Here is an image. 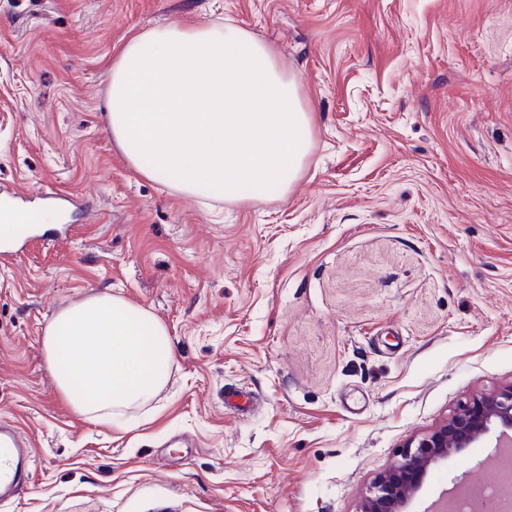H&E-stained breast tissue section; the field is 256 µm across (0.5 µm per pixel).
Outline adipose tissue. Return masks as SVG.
Listing matches in <instances>:
<instances>
[{"instance_id":"ef3b65f1","label":"adipose tissue","mask_w":512,"mask_h":512,"mask_svg":"<svg viewBox=\"0 0 512 512\" xmlns=\"http://www.w3.org/2000/svg\"><path fill=\"white\" fill-rule=\"evenodd\" d=\"M300 88V76L249 30L170 23L116 51L104 117L137 174L202 202L262 201L287 194L311 148ZM43 348L68 404L119 429L162 392L173 360L166 325L108 293L57 310Z\"/></svg>"}]
</instances>
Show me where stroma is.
<instances>
[{
    "mask_svg": "<svg viewBox=\"0 0 512 512\" xmlns=\"http://www.w3.org/2000/svg\"><path fill=\"white\" fill-rule=\"evenodd\" d=\"M221 20L299 73L313 144L287 195L206 208L134 173L103 111L131 33ZM1 186L54 221L0 265V422L36 448L0 512H359L408 440L512 385V0H0ZM104 290L176 355L122 430L43 356ZM497 456H450L411 512ZM253 392L245 386L224 390V409L236 413L246 412L252 403Z\"/></svg>",
    "mask_w": 512,
    "mask_h": 512,
    "instance_id": "stroma-1",
    "label": "stroma"
}]
</instances>
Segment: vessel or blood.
<instances>
[{"label": "vessel or blood", "instance_id": "vessel-or-blood-1", "mask_svg": "<svg viewBox=\"0 0 512 512\" xmlns=\"http://www.w3.org/2000/svg\"><path fill=\"white\" fill-rule=\"evenodd\" d=\"M252 403V393L246 387L226 390L224 407L243 413ZM33 442L13 424L0 423V503L13 499L31 476Z\"/></svg>", "mask_w": 512, "mask_h": 512}]
</instances>
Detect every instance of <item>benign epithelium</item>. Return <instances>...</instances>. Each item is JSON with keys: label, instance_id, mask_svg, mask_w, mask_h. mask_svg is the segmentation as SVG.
I'll list each match as a JSON object with an SVG mask.
<instances>
[{"label": "benign epithelium", "instance_id": "obj_1", "mask_svg": "<svg viewBox=\"0 0 512 512\" xmlns=\"http://www.w3.org/2000/svg\"><path fill=\"white\" fill-rule=\"evenodd\" d=\"M512 439V385L460 404L441 425L410 439L397 462L367 487L360 512H405L429 469L465 448H479L490 433Z\"/></svg>", "mask_w": 512, "mask_h": 512}]
</instances>
